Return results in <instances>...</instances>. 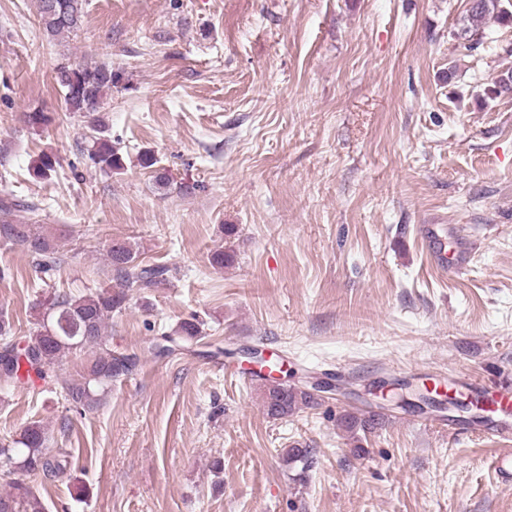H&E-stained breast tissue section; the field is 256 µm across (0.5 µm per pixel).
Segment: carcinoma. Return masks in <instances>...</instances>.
Listing matches in <instances>:
<instances>
[{
    "instance_id": "cac0c4a2",
    "label": "carcinoma",
    "mask_w": 512,
    "mask_h": 512,
    "mask_svg": "<svg viewBox=\"0 0 512 512\" xmlns=\"http://www.w3.org/2000/svg\"><path fill=\"white\" fill-rule=\"evenodd\" d=\"M512 0H470L457 33L462 46L474 51L483 44L484 27L491 18L509 19ZM38 11L47 36L55 38L79 30L84 15V0H38ZM55 81L67 111L78 112L87 119L93 132L88 157L100 170L118 171L124 166L122 154L103 136L100 108L104 96L112 90V67L107 64H61ZM55 171V159L42 154L29 173L36 179H47ZM35 212V207L18 198L6 186L0 187V241L22 246L45 273L62 261L59 245L42 231L39 224H27L14 219L20 211ZM105 261L118 288L101 287L79 297L52 291L34 303L36 327L26 336H15L8 313L0 311V379L5 384L29 382L31 375L44 380L49 371L62 369L70 355L87 350L89 365L69 377L56 378V393L70 409L82 413L96 408L100 396L112 389V384L133 373L139 364L135 355L112 349L108 326L112 315L125 309L128 292L155 288L168 279L165 266H143L133 247L126 242H113L105 249ZM201 333L194 320L181 322L172 336L162 337L155 345L158 352H170L179 342L192 340ZM264 410L268 417L286 418L296 410L318 405L315 394L305 388L278 387L265 384ZM345 429L356 441H361L379 425L372 415L359 418L347 415L341 419ZM70 455L52 453L46 426L29 423L19 437L0 445V468L17 467L22 478L12 482L9 491L0 493V512H47V507L29 481L50 478L67 471Z\"/></svg>"
}]
</instances>
